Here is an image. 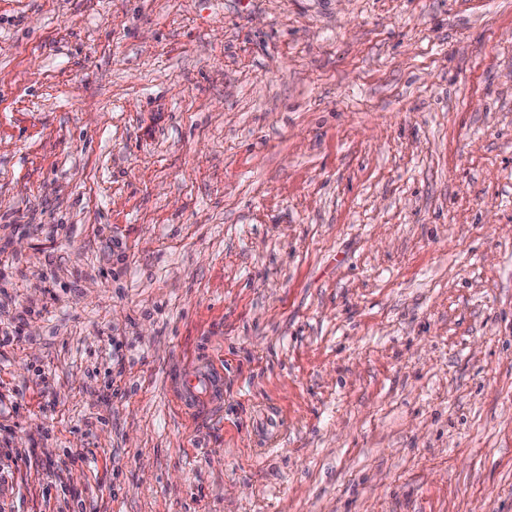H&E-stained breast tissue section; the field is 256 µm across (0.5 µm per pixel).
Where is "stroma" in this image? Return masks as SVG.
I'll return each instance as SVG.
<instances>
[{"instance_id":"1","label":"stroma","mask_w":512,"mask_h":512,"mask_svg":"<svg viewBox=\"0 0 512 512\" xmlns=\"http://www.w3.org/2000/svg\"><path fill=\"white\" fill-rule=\"evenodd\" d=\"M1 328L0 512H512V0H0ZM222 380L221 369L197 365L179 374L176 401L192 419H203L222 400Z\"/></svg>"}]
</instances>
